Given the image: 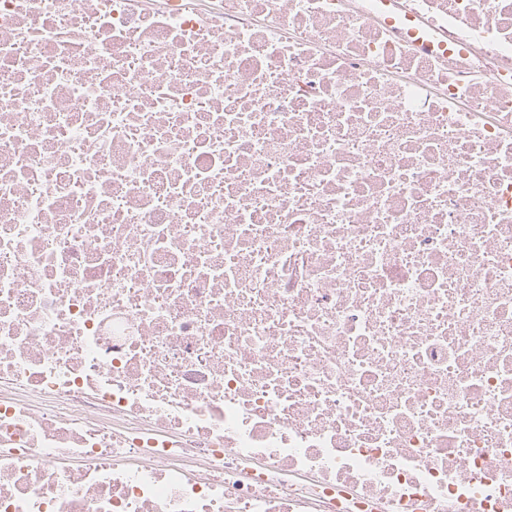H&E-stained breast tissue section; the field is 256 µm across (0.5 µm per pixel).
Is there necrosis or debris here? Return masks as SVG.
I'll return each mask as SVG.
<instances>
[{
	"label": "necrosis or debris",
	"mask_w": 512,
	"mask_h": 512,
	"mask_svg": "<svg viewBox=\"0 0 512 512\" xmlns=\"http://www.w3.org/2000/svg\"><path fill=\"white\" fill-rule=\"evenodd\" d=\"M0 512H512V0H0Z\"/></svg>",
	"instance_id": "necrosis-or-debris-1"
}]
</instances>
